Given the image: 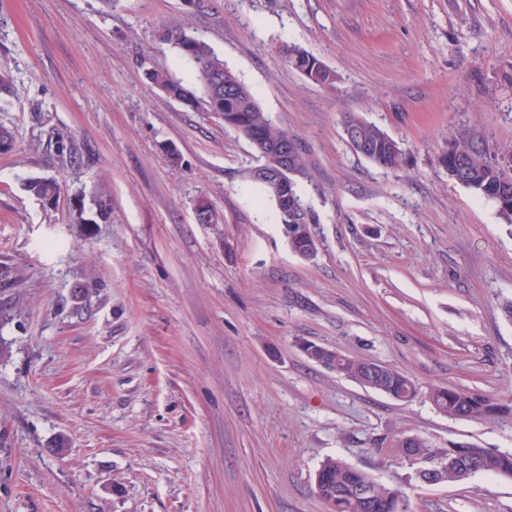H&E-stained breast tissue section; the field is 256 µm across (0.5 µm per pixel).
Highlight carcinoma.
I'll use <instances>...</instances> for the list:
<instances>
[{
	"label": "carcinoma",
	"mask_w": 512,
	"mask_h": 512,
	"mask_svg": "<svg viewBox=\"0 0 512 512\" xmlns=\"http://www.w3.org/2000/svg\"><path fill=\"white\" fill-rule=\"evenodd\" d=\"M160 40L172 45L181 59L191 64L202 90L198 96L164 71L151 69L147 78L163 93L192 110H203L224 118V126L236 130L246 139L256 142H289L295 146L294 162L301 174H306L307 160L297 147L296 137L287 129L275 125L261 107L253 89L224 64L203 40L190 34L181 25H167L159 34ZM288 65L310 81L330 86L336 80L334 72L324 67L314 56L295 45L282 47ZM344 135L356 134L372 151L365 158L373 164L392 171L403 168L405 153L400 144L381 128L354 112L343 115ZM454 157L462 156L470 163L469 174L461 185L489 203L512 190V151L505 150L497 157L489 148L467 132H461L449 143ZM28 191L43 203L57 199L59 182L54 178H32ZM288 201L301 211L299 218L310 224L314 217L305 204L298 180L288 178L285 185ZM307 358L317 364L353 379L360 385L379 391L388 397L409 402L417 394L415 383L403 372L389 366L386 378L380 382L366 373L367 361L350 358L329 348L314 344ZM428 398L444 414L454 418L484 420L512 415V400L500 401L475 390L432 388ZM422 455L429 458L428 466L438 470L446 483L464 482L476 474L512 478V453L495 452L473 443H453L447 448L433 446L426 438L416 435ZM366 484L373 499L363 505L355 497L354 487ZM315 491L327 505L328 512H410L407 494L399 487L384 484L353 464L328 457L315 474Z\"/></svg>",
	"instance_id": "obj_1"
}]
</instances>
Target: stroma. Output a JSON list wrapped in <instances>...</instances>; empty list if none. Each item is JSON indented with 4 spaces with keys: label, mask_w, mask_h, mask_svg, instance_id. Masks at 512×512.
I'll list each match as a JSON object with an SVG mask.
<instances>
[{
    "label": "stroma",
    "mask_w": 512,
    "mask_h": 512,
    "mask_svg": "<svg viewBox=\"0 0 512 512\" xmlns=\"http://www.w3.org/2000/svg\"><path fill=\"white\" fill-rule=\"evenodd\" d=\"M168 23L296 135L314 257L255 202L251 144L148 82L198 85ZM285 44L335 83L289 67ZM0 73L16 134L0 154V512H327L329 456L404 488L412 512H512V479L427 485L394 446L512 452V417L427 397L512 399V224L441 161L463 129L512 148V0H0ZM346 112L398 141L403 169L354 152ZM32 177L60 182L55 204ZM202 198L215 224L197 223ZM305 343L393 366L418 394L363 387ZM281 51L288 65L310 81L322 86H330L335 82L334 72L300 47L284 45ZM428 398L449 417L484 420L512 415V400L503 402L475 390L431 388Z\"/></svg>",
    "instance_id": "35a3bbf8"
}]
</instances>
